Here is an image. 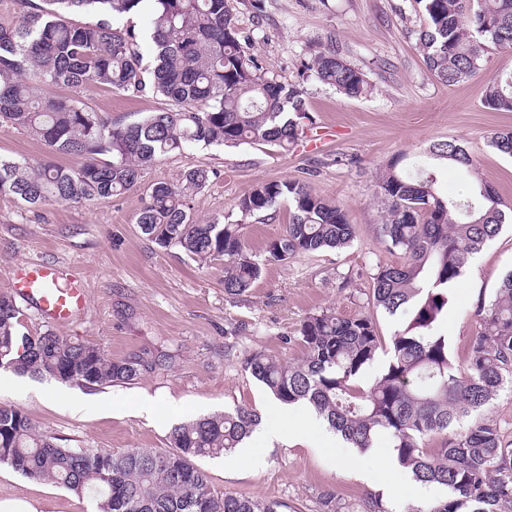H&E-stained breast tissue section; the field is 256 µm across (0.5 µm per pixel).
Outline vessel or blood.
<instances>
[{
  "label": "vessel or blood",
  "instance_id": "obj_1",
  "mask_svg": "<svg viewBox=\"0 0 512 512\" xmlns=\"http://www.w3.org/2000/svg\"><path fill=\"white\" fill-rule=\"evenodd\" d=\"M65 275L60 265L38 264L25 267L15 275V287L19 295L35 303L39 312L54 323H67L85 306L86 293L83 285L60 287Z\"/></svg>",
  "mask_w": 512,
  "mask_h": 512
}]
</instances>
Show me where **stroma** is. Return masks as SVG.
I'll list each match as a JSON object with an SVG mask.
<instances>
[{"label":"stroma","mask_w":512,"mask_h":512,"mask_svg":"<svg viewBox=\"0 0 512 512\" xmlns=\"http://www.w3.org/2000/svg\"><path fill=\"white\" fill-rule=\"evenodd\" d=\"M226 6L263 72L302 88L313 125L299 145L198 146L160 158L135 188L101 201L29 206L0 195V294H12L17 268L42 261L67 268L88 290L87 305L66 324L47 321L34 303L19 302L21 332L49 330L101 344L115 358L150 363L135 381L95 389L0 370V405L21 409L62 446L104 453L161 450L175 425L239 407L256 411L265 423L294 417L295 408L267 393L245 361L255 351L295 361L307 316L325 309L346 316L369 310L375 267L391 258L376 235L382 213L375 180L392 157L457 140L476 157L480 179L512 203V158L489 145L493 133L512 128V112H494L482 103L484 78L512 71V49L489 50L480 77L450 86L425 66L419 39L425 17L418 0H226ZM329 49L365 73L367 95L344 97L306 74L311 56ZM80 97L103 116L126 123L167 106L160 97H131L96 85L84 86ZM192 166L213 173L189 198L194 217L243 221L251 251L264 261L260 279L233 300L224 294L223 264L201 266L179 248L159 247L136 223L149 187L179 183ZM286 178L344 206L356 226L348 247L285 263L267 260V243L288 222L287 202L261 221L241 219L234 203L257 182ZM510 269L507 224L448 291L437 331L447 336L456 366L466 364L478 304L494 297ZM305 424L307 433L286 443L252 434V454L238 466L220 457L202 459L199 466L217 493L279 500L286 512H323L329 492L350 512H361L374 495L393 512L444 495L436 484L419 486L414 495L402 492L381 466L388 456L386 438L356 454L333 431H314V419ZM5 500L33 502L38 512H97L91 498L0 465Z\"/></svg>","instance_id":"35a3bbf8"}]
</instances>
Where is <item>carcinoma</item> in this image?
<instances>
[{
    "mask_svg": "<svg viewBox=\"0 0 512 512\" xmlns=\"http://www.w3.org/2000/svg\"><path fill=\"white\" fill-rule=\"evenodd\" d=\"M145 0H15L20 22L0 24V126L22 130L43 144L36 163L0 159V194L35 205L82 203L120 196L159 158L193 147L270 142L288 148L304 134L303 91L271 79L239 39L224 0H150V36L122 19ZM426 18L420 43L426 66L440 82L469 81L491 47L512 48V0H419ZM91 13L95 20L74 16ZM156 64H144V41ZM306 70L347 98L371 90L365 73L336 50L311 57ZM95 84L132 97L162 96L170 108L124 123L102 116L79 96ZM48 86L67 95L48 96ZM483 102L512 112V72L488 78ZM490 146L512 157V129L494 133ZM82 159L76 167L51 160ZM467 177L477 164L456 140L437 141L410 163L394 157L377 180L384 205L380 243L398 259L372 275L369 306L394 316L411 311L394 334L382 373L357 385L383 343L373 315L344 317L321 311L299 328L302 356L283 362L256 351L245 368L276 400L306 403L355 448L390 441L399 466L423 484L447 489L444 498L409 512H512V444L490 406L512 386V270L493 299L476 310L479 331L459 370L448 339L434 332L448 289L473 255L512 222V205L480 182L449 198L436 190L438 166ZM210 170L188 169L181 184H153L137 224L161 247L174 246L201 265L224 261V294L236 299L261 277L262 261L249 251L239 223L195 219L188 193L203 188ZM281 201L290 218L266 247L286 262L343 248L355 237L347 210L300 181L258 182L235 201L244 218H261ZM20 311L0 294V370L49 377L78 387L135 380L142 359H114L92 342L47 331L19 333ZM244 408L174 426L169 449L128 448L101 453L66 448L38 431L19 409L0 406V464L35 481L91 496L98 512H283L285 504L243 494H217L196 460L235 451L258 424Z\"/></svg>",
    "mask_w": 512,
    "mask_h": 512,
    "instance_id": "carcinoma-1",
    "label": "carcinoma"
}]
</instances>
